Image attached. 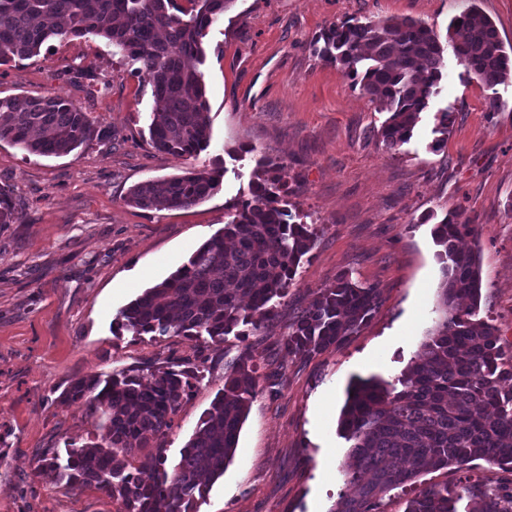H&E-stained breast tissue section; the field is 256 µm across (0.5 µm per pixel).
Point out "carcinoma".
I'll list each match as a JSON object with an SVG mask.
<instances>
[{
	"mask_svg": "<svg viewBox=\"0 0 512 512\" xmlns=\"http://www.w3.org/2000/svg\"><path fill=\"white\" fill-rule=\"evenodd\" d=\"M0 0V65L40 53L48 40L94 34L137 65L152 88L148 134L155 151L182 157L204 151L211 139L203 39L234 0ZM448 46L467 72L500 106L497 87L512 81V54L493 22L473 7L448 25ZM314 51L338 65L352 85L389 116L378 130L395 149L412 137L420 114L448 65L432 28L413 19L343 21L324 30ZM94 137L89 113L64 97L0 96V141L37 156L67 155ZM249 186L231 206L223 230L204 242L169 277L146 289L117 315L134 336H185L215 347L241 323L257 330L273 319L315 227L293 221L288 184L279 167ZM224 170L191 171L129 189V205L179 209L219 191ZM477 225L448 213L432 230L442 247L439 318L414 360L392 381L359 379L347 390L339 418L351 442L346 468L353 496L332 512H381L384 496L422 473L461 467L477 459L512 474V350L492 324L477 318L482 297L480 256L458 241ZM380 288L336 276L312 292L288 325L281 351L309 358L341 346L377 313ZM253 357H239L199 428L182 448L173 472L165 470L163 439L172 415L190 396L198 371L161 366L144 379L128 373L74 380L61 402L81 403L95 421L92 442L46 451L36 473L52 472L71 489L93 486L120 503L117 512H196L209 483L224 475L258 387ZM512 512V487L482 492L475 485L431 486L406 501L405 512Z\"/></svg>",
	"mask_w": 512,
	"mask_h": 512,
	"instance_id": "obj_1",
	"label": "carcinoma"
}]
</instances>
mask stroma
Segmentation results:
<instances>
[{
  "mask_svg": "<svg viewBox=\"0 0 512 512\" xmlns=\"http://www.w3.org/2000/svg\"><path fill=\"white\" fill-rule=\"evenodd\" d=\"M477 7L512 47V0H234L209 29L201 67L211 124L194 157L148 143L152 90L97 35L46 42L38 56L0 66V96H64L115 140L59 157L27 155L0 142V197L18 213L0 224V512H117L93 489L72 490L35 473L50 448L82 445L95 423L62 391L89 375L145 374L170 361L198 365L199 380L172 417L167 466L201 423L236 359L251 354L258 388L233 459L197 512H331L354 489L339 433L346 388L356 378L393 380L414 359L437 318L442 278L431 224L461 213L479 226L483 282L479 316L512 348V87L489 111V92L456 58L408 143L386 150L385 121L313 43L332 24L412 18L446 37L450 20ZM447 133H439L440 118ZM280 165L288 208L310 215L316 237L272 321L221 347L184 336L113 332L131 300L167 278L221 230L226 208L247 198L260 160ZM223 165L220 190L181 209L127 204L129 189ZM377 285L381 305L338 348L300 358L279 342L311 294L340 272ZM277 386H269L268 375ZM500 469L475 460L422 473L417 487L493 488Z\"/></svg>",
  "mask_w": 512,
  "mask_h": 512,
  "instance_id": "stroma-1",
  "label": "stroma"
}]
</instances>
